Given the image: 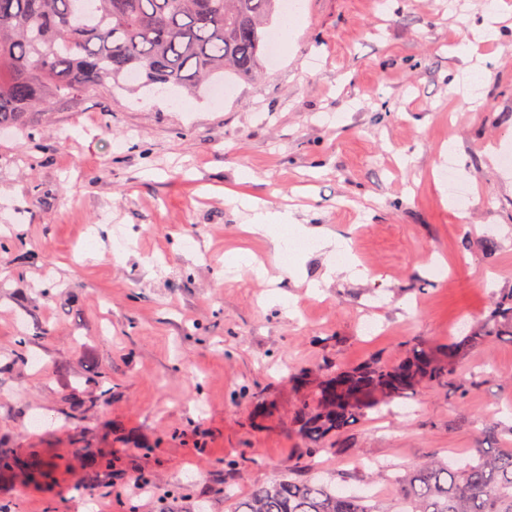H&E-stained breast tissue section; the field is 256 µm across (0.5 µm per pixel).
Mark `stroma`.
Here are the masks:
<instances>
[{"instance_id":"obj_1","label":"stroma","mask_w":512,"mask_h":512,"mask_svg":"<svg viewBox=\"0 0 512 512\" xmlns=\"http://www.w3.org/2000/svg\"><path fill=\"white\" fill-rule=\"evenodd\" d=\"M493 3L512 8L300 0L279 61L223 100L145 109L104 87L30 113L27 133H0V216L14 220L0 233V456L54 468L44 482L1 478L0 505L230 512L284 474L318 470L371 489L386 512L407 467L512 448V340L465 350L452 384L367 411L315 456L291 381L439 348L512 290V168L500 161L512 150V29L489 43L472 31ZM475 62L484 85L458 104L448 86ZM450 164L472 194L463 209L436 176ZM243 166L256 176L246 193L270 210L292 206L299 223L351 238L367 278L334 277L316 296L279 275L270 244L224 199ZM90 230L93 259L81 254ZM236 250L269 261V278L227 264ZM24 336L29 362L9 364ZM71 396L96 402L70 419ZM93 456L119 476L88 486ZM140 476L150 492L129 496Z\"/></svg>"}]
</instances>
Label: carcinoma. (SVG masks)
<instances>
[{
  "label": "carcinoma",
  "instance_id": "1",
  "mask_svg": "<svg viewBox=\"0 0 512 512\" xmlns=\"http://www.w3.org/2000/svg\"><path fill=\"white\" fill-rule=\"evenodd\" d=\"M285 14L283 0H0V129L23 133L28 113L108 83L193 94L207 82L254 79L273 18ZM501 336L512 338V292L477 332L438 349L412 345L394 364L372 360L318 380L303 369L293 376L307 391L294 411L297 430L316 453L368 410L449 381L464 350ZM477 454L464 469L439 460L411 466L393 512H512V448ZM0 471L50 476L40 461L20 456L0 458ZM110 475L112 460L94 459L86 478L95 485ZM231 512L380 510L329 483L285 475Z\"/></svg>",
  "mask_w": 512,
  "mask_h": 512
}]
</instances>
